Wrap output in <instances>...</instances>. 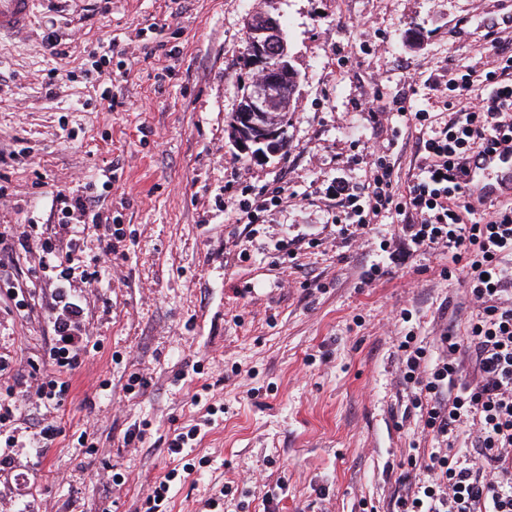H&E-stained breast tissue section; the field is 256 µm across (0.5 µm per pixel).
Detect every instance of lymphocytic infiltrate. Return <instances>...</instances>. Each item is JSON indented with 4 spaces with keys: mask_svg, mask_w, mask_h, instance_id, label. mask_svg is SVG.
Wrapping results in <instances>:
<instances>
[{
    "mask_svg": "<svg viewBox=\"0 0 512 512\" xmlns=\"http://www.w3.org/2000/svg\"><path fill=\"white\" fill-rule=\"evenodd\" d=\"M482 72L468 64L448 69L447 120L419 110L408 115L419 129L421 162L406 189H399L393 164L378 156L363 183L336 180L328 189L332 221L340 233L403 216L411 242L419 248H447L451 263L470 272L468 288L477 313L465 341L446 331L445 354L434 364L426 351L402 343L404 378L428 433L447 438L457 424L472 419L477 444L471 460L442 451L425 464L428 481L396 501V512H512V204L472 198L461 181V160L477 149L512 144V54L501 30L488 26ZM484 93L474 95L476 82ZM468 345L476 378L460 382L456 355Z\"/></svg>",
    "mask_w": 512,
    "mask_h": 512,
    "instance_id": "1",
    "label": "lymphocytic infiltrate"
}]
</instances>
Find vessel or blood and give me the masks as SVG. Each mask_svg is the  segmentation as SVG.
Returning <instances> with one entry per match:
<instances>
[{
    "label": "vessel or blood",
    "mask_w": 512,
    "mask_h": 512,
    "mask_svg": "<svg viewBox=\"0 0 512 512\" xmlns=\"http://www.w3.org/2000/svg\"><path fill=\"white\" fill-rule=\"evenodd\" d=\"M39 0H0V39L27 35ZM467 189L484 200L512 199V152L473 154L468 162Z\"/></svg>",
    "instance_id": "b4317fda"
}]
</instances>
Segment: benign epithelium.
Here are the masks:
<instances>
[{
	"mask_svg": "<svg viewBox=\"0 0 512 512\" xmlns=\"http://www.w3.org/2000/svg\"><path fill=\"white\" fill-rule=\"evenodd\" d=\"M248 51L250 66L260 70L262 80L251 88L252 115L266 110V100L271 89L277 87L288 78L289 64L287 62V45L274 18L270 17L260 26L249 31ZM282 129L271 126L262 129V136L253 141L241 139L239 147L249 152L253 146H265V150L257 152V156L264 157V151H273L280 147Z\"/></svg>",
	"mask_w": 512,
	"mask_h": 512,
	"instance_id": "1",
	"label": "benign epithelium"
}]
</instances>
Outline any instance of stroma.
Returning <instances> with one entry per match:
<instances>
[{
  "instance_id": "1",
  "label": "stroma",
  "mask_w": 512,
  "mask_h": 512,
  "mask_svg": "<svg viewBox=\"0 0 512 512\" xmlns=\"http://www.w3.org/2000/svg\"><path fill=\"white\" fill-rule=\"evenodd\" d=\"M258 11L279 20L298 74L288 147L262 159L229 126ZM506 14L512 0H39L27 37L0 43V157L28 151L0 165V399L13 408L0 512H148L156 482L186 466L162 512L212 497L214 512H392L401 475L425 476L412 458L438 445L400 344L434 361L447 329L465 336L467 277L444 275L447 249L416 248L402 221L339 234L325 191L362 183L380 146L407 182L417 134L393 138L396 102L440 112L449 64L481 66V30ZM53 35L65 56L43 53ZM105 43L108 102L89 73ZM374 96L379 120L363 107ZM262 186L286 200L245 223L239 202ZM60 191L105 196L117 233L104 283L87 277L104 229L60 224ZM47 240L72 256L69 276L43 270ZM65 300L79 360L62 372L50 352ZM57 375L70 391L44 408L36 386Z\"/></svg>"
}]
</instances>
